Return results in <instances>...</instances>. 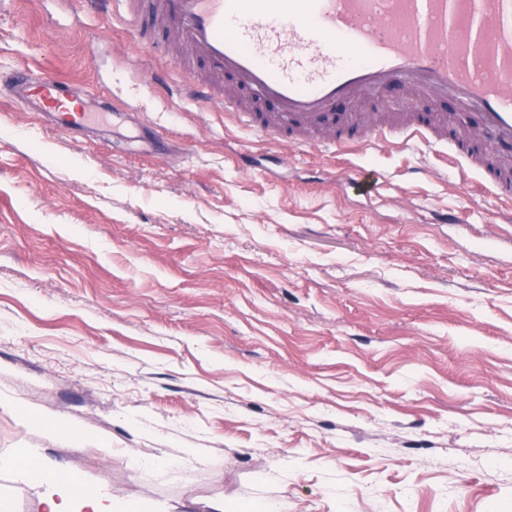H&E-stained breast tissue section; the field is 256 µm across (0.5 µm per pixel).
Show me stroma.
I'll return each mask as SVG.
<instances>
[{"label":"stroma","mask_w":512,"mask_h":512,"mask_svg":"<svg viewBox=\"0 0 512 512\" xmlns=\"http://www.w3.org/2000/svg\"><path fill=\"white\" fill-rule=\"evenodd\" d=\"M18 67L103 120L0 95V512H512V222L447 150L254 138L82 0H0ZM28 477L42 484L66 483L73 484L79 482L80 479L74 474L61 473L57 470L48 469L34 462H24L21 466Z\"/></svg>","instance_id":"1"}]
</instances>
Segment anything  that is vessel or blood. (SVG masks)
Returning a JSON list of instances; mask_svg holds the SVG:
<instances>
[{
  "label": "vessel or blood",
  "mask_w": 512,
  "mask_h": 512,
  "mask_svg": "<svg viewBox=\"0 0 512 512\" xmlns=\"http://www.w3.org/2000/svg\"><path fill=\"white\" fill-rule=\"evenodd\" d=\"M112 21L132 26L169 66L191 100L215 105L260 139L345 149L381 138L448 143L446 116L412 110L387 121L337 111L381 88L412 89L419 100L453 97L476 110V138L488 150L457 144L478 184L512 215V174L491 147H512V0H121ZM347 45L354 59L340 57ZM203 63L209 79L186 75ZM228 75L236 96L215 77ZM0 85L30 101L60 130L89 122L70 85L24 68ZM274 103L271 112L258 104Z\"/></svg>",
  "instance_id": "vessel-or-blood-1"
}]
</instances>
